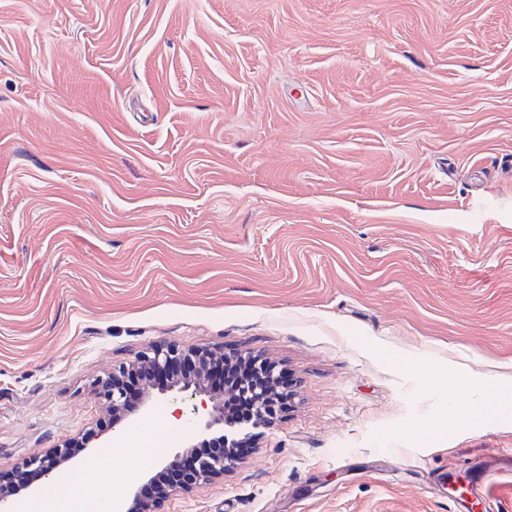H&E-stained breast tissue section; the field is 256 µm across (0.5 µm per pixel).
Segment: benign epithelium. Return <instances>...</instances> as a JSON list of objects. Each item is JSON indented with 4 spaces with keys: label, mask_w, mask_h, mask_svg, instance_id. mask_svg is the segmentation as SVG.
<instances>
[{
    "label": "benign epithelium",
    "mask_w": 512,
    "mask_h": 512,
    "mask_svg": "<svg viewBox=\"0 0 512 512\" xmlns=\"http://www.w3.org/2000/svg\"><path fill=\"white\" fill-rule=\"evenodd\" d=\"M224 361V351L210 345L183 348L176 343L153 345L138 352L128 362L112 367V371L95 383L96 395L102 402L105 413L112 416V424L122 421L127 408L128 379L142 377L145 386L144 397L150 399L153 391L166 392L189 391L199 398L194 410L201 411V417L195 426V436L214 444L217 451L196 458L193 465L185 470L182 482L176 487L165 484L158 486L154 498L143 502L139 495L132 497L130 506L116 504L115 512H163L165 502L179 492L190 493L206 484L224 477V472L233 467L235 461L224 455V449L236 448L245 442L255 441L263 430L273 425L269 410L273 404L281 403V393L291 391L279 382L278 376L269 367H263L259 374L262 395L256 400V410L245 421L240 433L224 431V393L211 385L208 371L212 364ZM171 374L170 380L154 387L147 373ZM100 436L91 431L81 437L64 442L57 448L37 452L27 457L14 470L0 472V512H15L17 497L28 489L26 476L35 471L52 476L62 471L67 463L86 450L87 445Z\"/></svg>",
    "instance_id": "benign-epithelium-1"
}]
</instances>
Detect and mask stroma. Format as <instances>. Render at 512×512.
I'll use <instances>...</instances> for the list:
<instances>
[{
    "label": "stroma",
    "mask_w": 512,
    "mask_h": 512,
    "mask_svg": "<svg viewBox=\"0 0 512 512\" xmlns=\"http://www.w3.org/2000/svg\"><path fill=\"white\" fill-rule=\"evenodd\" d=\"M169 342L295 396L165 512H512V416L441 380L512 367V0H0V470Z\"/></svg>",
    "instance_id": "1"
}]
</instances>
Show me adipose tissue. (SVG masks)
<instances>
[{
    "mask_svg": "<svg viewBox=\"0 0 512 512\" xmlns=\"http://www.w3.org/2000/svg\"><path fill=\"white\" fill-rule=\"evenodd\" d=\"M488 412L512 415V384L505 382L478 394L458 409L466 422ZM54 497L36 496L21 503L22 512H110L112 495L106 488L99 459L79 466L70 480H57Z\"/></svg>",
    "mask_w": 512,
    "mask_h": 512,
    "instance_id": "adipose-tissue-1",
    "label": "adipose tissue"
}]
</instances>
